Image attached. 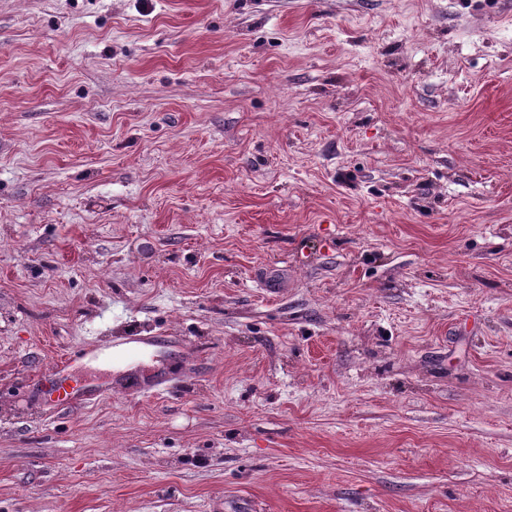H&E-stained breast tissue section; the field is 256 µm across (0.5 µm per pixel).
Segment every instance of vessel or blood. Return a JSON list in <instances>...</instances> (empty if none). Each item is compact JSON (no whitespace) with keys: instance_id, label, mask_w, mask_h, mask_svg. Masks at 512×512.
<instances>
[{"instance_id":"1","label":"vessel or blood","mask_w":512,"mask_h":512,"mask_svg":"<svg viewBox=\"0 0 512 512\" xmlns=\"http://www.w3.org/2000/svg\"><path fill=\"white\" fill-rule=\"evenodd\" d=\"M86 350L70 352L54 367L51 379L42 386L46 404L59 410L83 408L111 397L113 391L124 389L125 381L89 382L75 377L72 366L84 359Z\"/></svg>"}]
</instances>
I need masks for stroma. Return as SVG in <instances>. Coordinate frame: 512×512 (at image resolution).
Wrapping results in <instances>:
<instances>
[{
	"mask_svg": "<svg viewBox=\"0 0 512 512\" xmlns=\"http://www.w3.org/2000/svg\"><path fill=\"white\" fill-rule=\"evenodd\" d=\"M0 512H512V0H0ZM95 353L112 357V343L92 350L80 349L70 352L55 365L52 378L40 388L46 404L59 410L83 408L112 397V389L123 390L128 385L126 379L89 382L75 377L73 364Z\"/></svg>",
	"mask_w": 512,
	"mask_h": 512,
	"instance_id": "obj_1",
	"label": "stroma"
}]
</instances>
